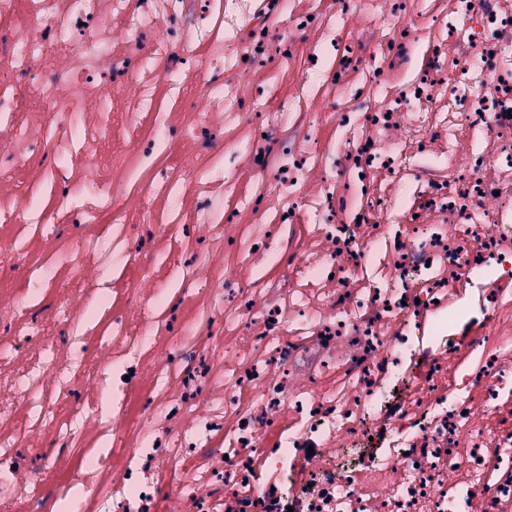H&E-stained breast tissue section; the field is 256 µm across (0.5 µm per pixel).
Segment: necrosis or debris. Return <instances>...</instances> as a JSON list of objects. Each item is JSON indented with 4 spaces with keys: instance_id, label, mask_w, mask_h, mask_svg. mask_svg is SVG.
<instances>
[{
    "instance_id": "necrosis-or-debris-1",
    "label": "necrosis or debris",
    "mask_w": 512,
    "mask_h": 512,
    "mask_svg": "<svg viewBox=\"0 0 512 512\" xmlns=\"http://www.w3.org/2000/svg\"><path fill=\"white\" fill-rule=\"evenodd\" d=\"M0 512H512V0H0Z\"/></svg>"
}]
</instances>
